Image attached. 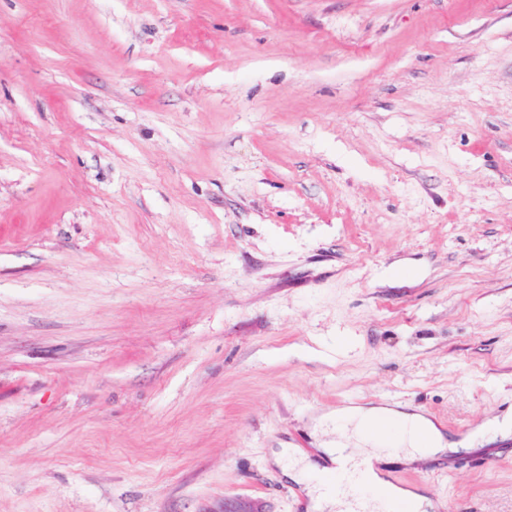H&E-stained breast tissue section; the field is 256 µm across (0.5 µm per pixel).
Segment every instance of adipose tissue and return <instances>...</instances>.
Wrapping results in <instances>:
<instances>
[{"mask_svg":"<svg viewBox=\"0 0 512 512\" xmlns=\"http://www.w3.org/2000/svg\"><path fill=\"white\" fill-rule=\"evenodd\" d=\"M334 438L320 442L319 450L328 462H335L340 449H364L363 465L381 498L401 512H426L431 500L420 493L396 487L382 478L392 461L413 462L443 453L448 441L427 417L415 412L381 407H350L337 411Z\"/></svg>","mask_w":512,"mask_h":512,"instance_id":"adipose-tissue-1","label":"adipose tissue"}]
</instances>
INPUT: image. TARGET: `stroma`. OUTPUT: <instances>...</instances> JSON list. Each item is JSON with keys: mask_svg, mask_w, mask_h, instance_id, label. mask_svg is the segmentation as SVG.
<instances>
[{"mask_svg": "<svg viewBox=\"0 0 512 512\" xmlns=\"http://www.w3.org/2000/svg\"><path fill=\"white\" fill-rule=\"evenodd\" d=\"M352 394L512 512V0H0V512H308Z\"/></svg>", "mask_w": 512, "mask_h": 512, "instance_id": "stroma-1", "label": "stroma"}]
</instances>
